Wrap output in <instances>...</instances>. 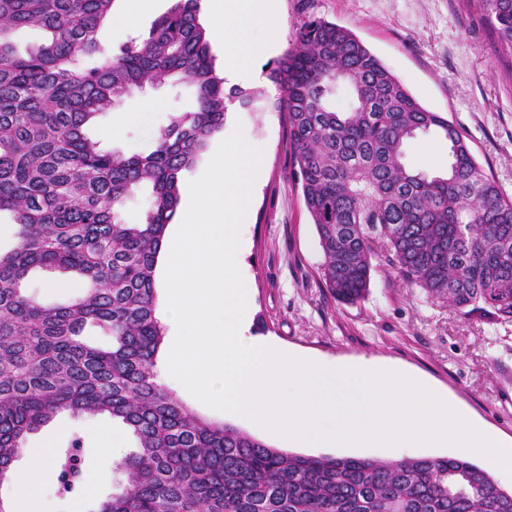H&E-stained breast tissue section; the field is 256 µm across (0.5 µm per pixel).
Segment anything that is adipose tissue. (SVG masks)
I'll list each match as a JSON object with an SVG mask.
<instances>
[{"mask_svg":"<svg viewBox=\"0 0 512 512\" xmlns=\"http://www.w3.org/2000/svg\"><path fill=\"white\" fill-rule=\"evenodd\" d=\"M212 11L218 19L213 34L217 40L223 41L225 47L222 78L228 83L258 80L260 74L253 69L251 62L262 49L248 44L244 32L253 19L269 15L267 0H212ZM53 460L54 446L49 443L30 452L26 467L13 477L14 498L20 505V512H43L34 493L46 466Z\"/></svg>","mask_w":512,"mask_h":512,"instance_id":"adipose-tissue-1","label":"adipose tissue"}]
</instances>
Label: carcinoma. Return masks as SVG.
Listing matches in <instances>:
<instances>
[{"label":"carcinoma","mask_w":512,"mask_h":512,"mask_svg":"<svg viewBox=\"0 0 512 512\" xmlns=\"http://www.w3.org/2000/svg\"><path fill=\"white\" fill-rule=\"evenodd\" d=\"M113 0H0V212L17 245L0 252V482L26 435L57 416L109 418L135 450L95 512H512V489L458 457L378 460L285 452L198 415L153 371L163 327L155 268L179 184L227 112L285 115L293 164L323 252L322 284L340 304L366 297L382 245L398 276L465 316L512 321V199L466 136L424 107L349 29L299 27L268 64L277 89L224 87L198 0H174L148 32L114 48L99 30ZM498 52L512 58V0H475ZM40 41L20 55L14 35ZM191 89L197 108L161 126L148 151L106 148L88 125L134 89ZM351 103L338 111L339 90ZM447 144L444 170L405 163L420 133ZM143 190L149 206L127 224ZM35 268L85 282L44 305L26 294ZM82 437L56 453L59 492L79 491Z\"/></svg>","instance_id":"cac0c4a2"}]
</instances>
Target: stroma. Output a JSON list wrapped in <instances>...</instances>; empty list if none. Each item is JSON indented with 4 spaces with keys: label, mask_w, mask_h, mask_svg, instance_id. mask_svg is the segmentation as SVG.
<instances>
[{
    "label": "stroma",
    "mask_w": 512,
    "mask_h": 512,
    "mask_svg": "<svg viewBox=\"0 0 512 512\" xmlns=\"http://www.w3.org/2000/svg\"><path fill=\"white\" fill-rule=\"evenodd\" d=\"M138 3L114 0L113 16L126 15L131 22L121 29L105 25L102 41L117 46L146 32L172 0H153L144 12ZM273 6V19H255L247 33L251 44L266 49L255 59L258 67L290 48L307 18L348 28L421 104L464 133L477 161L512 198V74L478 7L465 0H273ZM196 105L190 89L148 86L104 111L87 132L95 138L103 127L117 126L113 143L128 152L143 151L172 114ZM237 128L265 156L241 228L238 263L251 298V335L329 363L370 361L407 370L448 394L480 423L512 438V322L467 318L448 302L427 299L397 276L382 251L376 254L378 267L365 299L337 303L319 283L323 252L279 113H227L223 128L182 178L181 206L189 204V183L203 174L219 144ZM447 156L446 145L433 134L419 135L406 146L407 164L431 175ZM24 287L37 301L54 304L77 297L83 283L68 273L38 270L27 276ZM104 424L101 418L64 414L26 437L28 448L50 441L60 449L76 432L84 439L83 470L93 473L98 492L62 497L56 479H49L41 488L49 512H73L78 504L94 512L97 501L121 481L97 438Z\"/></svg>",
    "instance_id": "stroma-1"
}]
</instances>
